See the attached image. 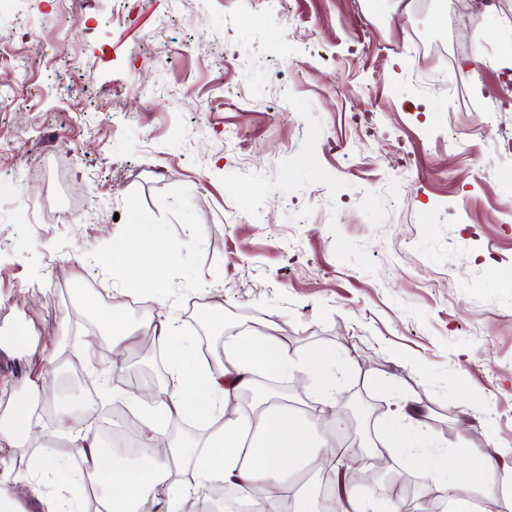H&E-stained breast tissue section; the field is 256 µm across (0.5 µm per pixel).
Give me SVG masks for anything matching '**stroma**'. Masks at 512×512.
Here are the masks:
<instances>
[{"mask_svg": "<svg viewBox=\"0 0 512 512\" xmlns=\"http://www.w3.org/2000/svg\"><path fill=\"white\" fill-rule=\"evenodd\" d=\"M511 37L512 0H0V383L83 368L93 431L124 390L89 302L141 323L127 365L148 320L197 351L266 316L335 354L374 439L409 432L398 491L431 484L418 451L512 466ZM142 216L154 253L184 248L133 307L108 257ZM408 399L423 429L395 418Z\"/></svg>", "mask_w": 512, "mask_h": 512, "instance_id": "1", "label": "stroma"}]
</instances>
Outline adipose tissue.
Here are the masks:
<instances>
[{
    "instance_id": "1",
    "label": "adipose tissue",
    "mask_w": 512,
    "mask_h": 512,
    "mask_svg": "<svg viewBox=\"0 0 512 512\" xmlns=\"http://www.w3.org/2000/svg\"><path fill=\"white\" fill-rule=\"evenodd\" d=\"M182 245L170 243L161 260L135 264L130 273L134 286L162 293L165 268L178 263ZM272 320L224 343V359L211 364L191 358L175 320L166 318L152 328L153 339L165 355L170 389L159 400L152 414L141 419L138 433L143 448L136 462L128 463L107 452L96 436L74 428L67 412L58 416L59 431L77 447L81 456L78 469H70L64 453L51 448L35 456L17 481L31 483L46 470L57 471L61 484L56 493L44 498V512H62L63 503L87 504V479L99 478L106 491L93 498L94 512H174L175 504L189 499L207 500L212 484L236 488L248 502L250 512H314L319 486L307 481L292 483L290 472L304 468L323 469L328 433L323 417L332 415L335 403L327 399L318 414L305 421L291 419L287 410L269 404L257 414L238 413L200 445L187 446L168 437L163 423L197 414L211 418L223 414L225 406L247 390L254 378L268 370L300 368L311 378L329 386L335 363L315 353L302 359L291 355ZM21 390L29 399L12 417L0 420V447L25 448L36 435L38 413L48 400L42 385L23 379ZM501 465L499 456L487 459L484 469L458 462L454 481L433 485L440 495L467 489L491 490Z\"/></svg>"
}]
</instances>
